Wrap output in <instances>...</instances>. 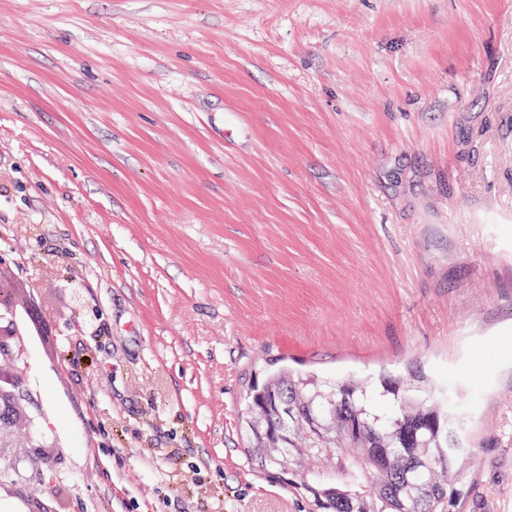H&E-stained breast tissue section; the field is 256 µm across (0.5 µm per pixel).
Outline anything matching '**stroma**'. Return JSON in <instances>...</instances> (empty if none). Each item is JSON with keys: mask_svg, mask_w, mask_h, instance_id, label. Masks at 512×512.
Masks as SVG:
<instances>
[{"mask_svg": "<svg viewBox=\"0 0 512 512\" xmlns=\"http://www.w3.org/2000/svg\"><path fill=\"white\" fill-rule=\"evenodd\" d=\"M0 263L60 440L0 512H309L241 424L283 364L435 389L512 512V0H0Z\"/></svg>", "mask_w": 512, "mask_h": 512, "instance_id": "1", "label": "stroma"}]
</instances>
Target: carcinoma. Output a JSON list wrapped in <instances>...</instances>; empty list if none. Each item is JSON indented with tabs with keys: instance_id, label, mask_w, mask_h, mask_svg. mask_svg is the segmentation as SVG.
Returning <instances> with one entry per match:
<instances>
[{
	"instance_id": "obj_1",
	"label": "carcinoma",
	"mask_w": 512,
	"mask_h": 512,
	"mask_svg": "<svg viewBox=\"0 0 512 512\" xmlns=\"http://www.w3.org/2000/svg\"><path fill=\"white\" fill-rule=\"evenodd\" d=\"M320 381L280 369L248 387L252 459L311 512H455L473 458L453 417L408 384Z\"/></svg>"
}]
</instances>
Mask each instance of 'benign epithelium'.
<instances>
[{"label":"benign epithelium","mask_w":512,"mask_h":512,"mask_svg":"<svg viewBox=\"0 0 512 512\" xmlns=\"http://www.w3.org/2000/svg\"><path fill=\"white\" fill-rule=\"evenodd\" d=\"M13 287L0 278V405L8 411L0 414V448L7 447V436L19 422L29 427V440L33 448H52L54 443L41 431L26 403L32 392L25 380L15 371L14 364L23 352L19 331L12 320Z\"/></svg>","instance_id":"1"}]
</instances>
